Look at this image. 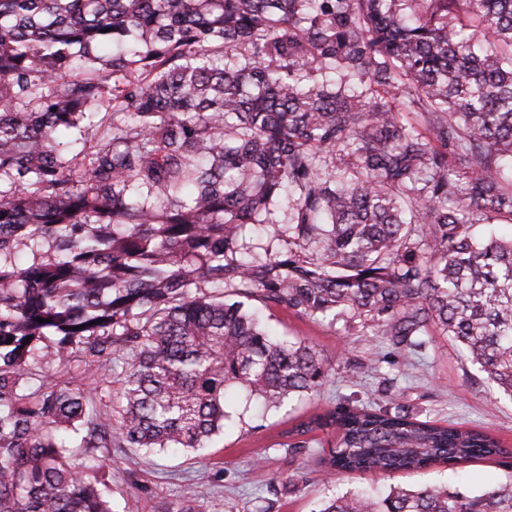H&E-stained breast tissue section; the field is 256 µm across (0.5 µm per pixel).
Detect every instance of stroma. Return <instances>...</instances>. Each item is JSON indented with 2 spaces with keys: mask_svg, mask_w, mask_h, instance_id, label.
<instances>
[{
  "mask_svg": "<svg viewBox=\"0 0 512 512\" xmlns=\"http://www.w3.org/2000/svg\"><path fill=\"white\" fill-rule=\"evenodd\" d=\"M264 318L280 336L307 340L322 351L334 372L320 394L278 410H263L245 396H233L227 403L225 432L214 438V453L203 460L112 449V468L130 471L134 478L133 483L114 485L117 507L165 512L190 492L204 500L207 512H314L322 497L346 490L370 487L382 492L397 484H436L478 492L512 481V399L500 394L448 337H434L423 357L406 359L394 354L383 337L363 335L342 320L317 322L275 307ZM347 398L382 407L402 404L421 418L489 432L506 453L469 463L461 472L440 464L392 475L330 478L311 458L291 459L275 450L282 431ZM291 474L296 477L292 486L286 482Z\"/></svg>",
  "mask_w": 512,
  "mask_h": 512,
  "instance_id": "obj_1",
  "label": "stroma"
}]
</instances>
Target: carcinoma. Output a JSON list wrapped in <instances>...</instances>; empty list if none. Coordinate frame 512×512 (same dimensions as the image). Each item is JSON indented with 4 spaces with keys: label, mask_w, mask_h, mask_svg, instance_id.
Returning a JSON list of instances; mask_svg holds the SVG:
<instances>
[{
    "label": "carcinoma",
    "mask_w": 512,
    "mask_h": 512,
    "mask_svg": "<svg viewBox=\"0 0 512 512\" xmlns=\"http://www.w3.org/2000/svg\"><path fill=\"white\" fill-rule=\"evenodd\" d=\"M477 224L512 225V0H0V512H118L109 448L207 456L228 390L315 396L326 360L252 301L446 336L512 397V236ZM292 434L332 474L505 454L402 405ZM312 512H512V482ZM271 224H249L244 234L246 242L251 246V253L254 256L264 257V250L273 236Z\"/></svg>",
    "instance_id": "obj_1"
}]
</instances>
